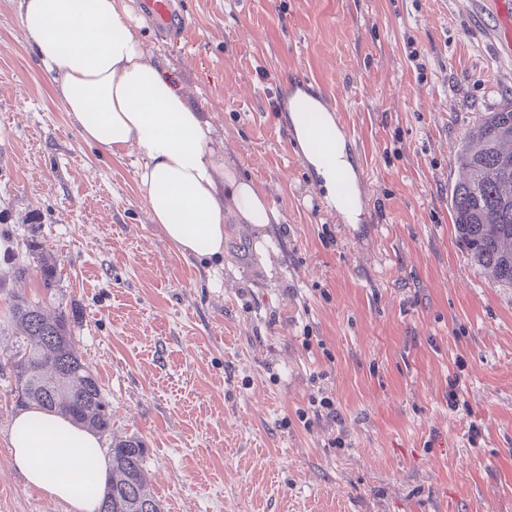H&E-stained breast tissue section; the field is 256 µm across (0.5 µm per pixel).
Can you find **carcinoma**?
Segmentation results:
<instances>
[{
	"mask_svg": "<svg viewBox=\"0 0 512 512\" xmlns=\"http://www.w3.org/2000/svg\"><path fill=\"white\" fill-rule=\"evenodd\" d=\"M458 177L448 185V210L470 262L488 283L512 288V100L485 112L465 132L456 159ZM43 287L59 282L57 261L40 262ZM17 350L10 361L15 378L35 377L58 388L49 399L16 388L17 405H38L99 434L111 431L112 409L98 379L72 346L75 317L63 308L48 313L38 302L15 297L11 308ZM112 469L99 512H162L148 487L146 448L135 438L108 448Z\"/></svg>",
	"mask_w": 512,
	"mask_h": 512,
	"instance_id": "carcinoma-1",
	"label": "carcinoma"
}]
</instances>
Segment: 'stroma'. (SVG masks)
Wrapping results in <instances>:
<instances>
[{
  "instance_id": "obj_1",
  "label": "stroma",
  "mask_w": 512,
  "mask_h": 512,
  "mask_svg": "<svg viewBox=\"0 0 512 512\" xmlns=\"http://www.w3.org/2000/svg\"><path fill=\"white\" fill-rule=\"evenodd\" d=\"M180 4L188 45L140 14L145 50L284 216L225 225L220 267L151 222L134 156L82 140L18 0H0V512H65L11 462L17 295L73 311L75 347L112 409L102 442L143 441L163 512H512V288L471 265L448 210L462 136L512 99L495 16L479 0ZM299 92L354 129L352 197L371 195L358 222L327 205L303 156ZM43 252L62 270L51 293ZM313 371L346 447L298 420Z\"/></svg>"
}]
</instances>
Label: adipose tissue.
Returning a JSON list of instances; mask_svg holds the SVG:
<instances>
[{
    "label": "adipose tissue",
    "instance_id": "adipose-tissue-1",
    "mask_svg": "<svg viewBox=\"0 0 512 512\" xmlns=\"http://www.w3.org/2000/svg\"><path fill=\"white\" fill-rule=\"evenodd\" d=\"M35 56L52 77L84 142L137 157V185L152 223L183 255L221 259L226 215L236 223L279 224L283 215L212 145V125L161 61L151 60L118 0H18ZM317 98L297 94L290 120L327 202L349 217L336 193L349 169L342 147L330 158L309 151L313 120L332 126ZM12 463L29 486L66 512H97L111 459L98 435L31 406L9 428ZM84 447V454L73 451Z\"/></svg>",
    "mask_w": 512,
    "mask_h": 512
}]
</instances>
